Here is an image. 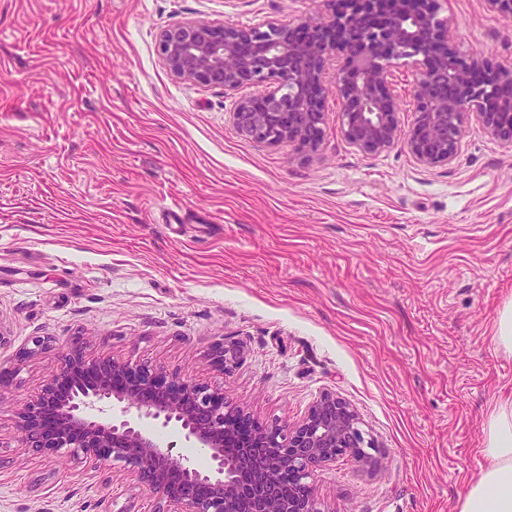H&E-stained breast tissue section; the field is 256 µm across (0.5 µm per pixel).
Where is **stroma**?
<instances>
[{"label":"stroma","instance_id":"35a3bbf8","mask_svg":"<svg viewBox=\"0 0 512 512\" xmlns=\"http://www.w3.org/2000/svg\"><path fill=\"white\" fill-rule=\"evenodd\" d=\"M319 0H0V512H158L119 464L26 447L23 405L80 351L222 389L293 424L333 393L372 463L316 476L322 512H454L512 394V147L474 120L451 164L362 154L328 96L317 151L243 135L255 92L175 79L159 31L302 22ZM451 46L512 68V16L447 0ZM181 200L183 223L159 206ZM35 336L54 343L29 354ZM239 344L232 372L212 360ZM493 341L497 350L512 354V299L506 300L500 309Z\"/></svg>","mask_w":512,"mask_h":512}]
</instances>
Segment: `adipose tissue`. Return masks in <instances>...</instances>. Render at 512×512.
<instances>
[{
	"label": "adipose tissue",
	"mask_w": 512,
	"mask_h": 512,
	"mask_svg": "<svg viewBox=\"0 0 512 512\" xmlns=\"http://www.w3.org/2000/svg\"><path fill=\"white\" fill-rule=\"evenodd\" d=\"M481 454L480 471L458 499L455 512H512V394L490 406Z\"/></svg>",
	"instance_id": "1"
}]
</instances>
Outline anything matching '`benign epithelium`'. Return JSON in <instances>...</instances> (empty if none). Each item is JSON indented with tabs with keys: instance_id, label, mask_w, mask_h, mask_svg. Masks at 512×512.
I'll return each instance as SVG.
<instances>
[{
	"instance_id": "obj_1",
	"label": "benign epithelium",
	"mask_w": 512,
	"mask_h": 512,
	"mask_svg": "<svg viewBox=\"0 0 512 512\" xmlns=\"http://www.w3.org/2000/svg\"><path fill=\"white\" fill-rule=\"evenodd\" d=\"M322 2L318 17L301 25L167 26L158 53L173 77L190 84L228 92L263 87L240 99L232 115L242 134L267 144L316 151L324 137V100L333 91L342 104L344 138L365 154L400 146L422 166L450 164L461 154L471 118L512 146V69L494 70L452 50L441 0ZM338 51L343 61L331 77L330 57ZM404 65L416 72V117L407 129L390 91L394 69ZM240 356L226 342L214 363L228 372ZM116 377L123 386L114 385ZM104 403L119 406L120 415L102 419ZM48 407L60 419L50 433L40 426ZM144 418L173 426L205 449L210 468L161 447L141 426ZM18 429L38 451L64 449L123 464L168 503L161 512H324L312 485L317 471L344 455L368 464L376 450L356 410L334 394L322 395L298 423H260L221 389L151 365L89 364L77 352L65 355L60 373L21 409Z\"/></svg>"
}]
</instances>
